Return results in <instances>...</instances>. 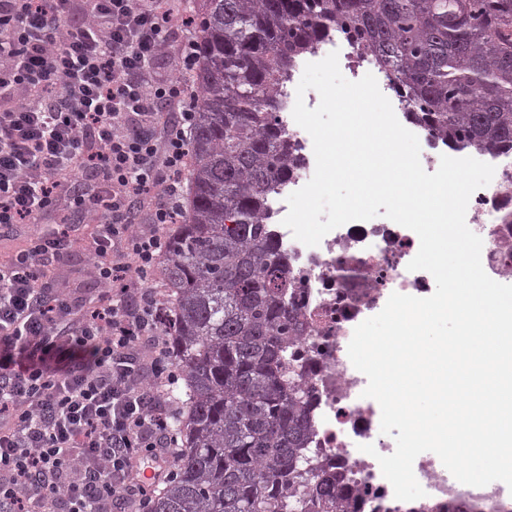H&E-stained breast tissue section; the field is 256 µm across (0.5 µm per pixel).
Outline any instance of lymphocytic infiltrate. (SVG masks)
Returning a JSON list of instances; mask_svg holds the SVG:
<instances>
[{"label": "lymphocytic infiltrate", "mask_w": 512, "mask_h": 512, "mask_svg": "<svg viewBox=\"0 0 512 512\" xmlns=\"http://www.w3.org/2000/svg\"><path fill=\"white\" fill-rule=\"evenodd\" d=\"M188 21L183 0H0V227L91 224L103 294L53 289L63 231L0 262V512H145L175 470L177 376L144 283L183 197Z\"/></svg>", "instance_id": "lymphocytic-infiltrate-1"}]
</instances>
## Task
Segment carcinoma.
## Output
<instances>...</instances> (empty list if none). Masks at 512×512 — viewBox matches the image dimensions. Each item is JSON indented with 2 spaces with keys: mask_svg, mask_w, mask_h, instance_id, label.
Returning a JSON list of instances; mask_svg holds the SVG:
<instances>
[{
  "mask_svg": "<svg viewBox=\"0 0 512 512\" xmlns=\"http://www.w3.org/2000/svg\"><path fill=\"white\" fill-rule=\"evenodd\" d=\"M191 17V164L160 272L179 458L149 512H344L342 476L306 457L311 398L288 352L303 323L267 208L294 171L279 92L342 30L432 142L512 151V0H197Z\"/></svg>",
  "mask_w": 512,
  "mask_h": 512,
  "instance_id": "obj_1",
  "label": "carcinoma"
}]
</instances>
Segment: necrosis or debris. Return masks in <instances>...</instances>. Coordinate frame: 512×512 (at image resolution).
Returning a JSON list of instances; mask_svg holds the SVG:
<instances>
[{
    "label": "necrosis or debris",
    "mask_w": 512,
    "mask_h": 512,
    "mask_svg": "<svg viewBox=\"0 0 512 512\" xmlns=\"http://www.w3.org/2000/svg\"><path fill=\"white\" fill-rule=\"evenodd\" d=\"M330 50L344 58L346 79L357 81L373 74L381 92L390 94L387 77L372 59L350 64L353 49L345 34L334 35L326 49L308 53L307 59L320 61ZM303 70V65H296L280 95L277 114L294 144L297 173L279 185L270 211L276 241L296 280L292 293L305 323L295 351L300 380L313 398L307 453L315 463L340 472L351 487L347 512H512L511 490L493 483L462 484L430 454L419 455L413 464L425 497L396 499L382 474L377 457L392 454L395 440L381 433V408L363 397L367 378L353 366L348 346L355 327L378 314L392 293L430 296L434 278L423 270H408L419 250V238L391 220L347 223L315 247L305 246L283 226L288 196L312 178L316 167L312 139L292 116ZM477 158L493 165L495 174L489 185L471 195L466 223L483 241L481 262L487 275L506 281L512 279V152H481ZM365 444L374 445L376 455L362 452Z\"/></svg>",
    "instance_id": "1"
}]
</instances>
